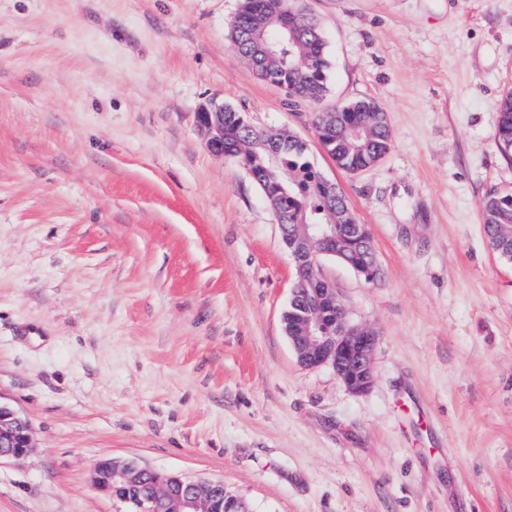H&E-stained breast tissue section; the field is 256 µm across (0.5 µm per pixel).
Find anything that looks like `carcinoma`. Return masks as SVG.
<instances>
[{
	"instance_id": "carcinoma-1",
	"label": "carcinoma",
	"mask_w": 512,
	"mask_h": 512,
	"mask_svg": "<svg viewBox=\"0 0 512 512\" xmlns=\"http://www.w3.org/2000/svg\"><path fill=\"white\" fill-rule=\"evenodd\" d=\"M300 31L297 38H284L283 26ZM230 38L238 55L256 67V55L266 43L276 52L264 59L258 76L283 90L295 102L317 104L327 93L330 59L326 41L317 21L299 0H240L231 24ZM497 145L512 159V90L497 104ZM315 134L336 166L347 172L364 171L390 150L387 115L373 101L361 99L318 113ZM279 141L288 144L280 165L288 170V196L281 210L290 224L343 225L338 237L348 243L351 264L370 276L380 274L378 262L363 247L354 245L344 225L355 224L354 212L341 190L331 194L324 177L307 158V147L296 136L283 133ZM224 149L249 154L247 134L230 120H224ZM485 236L490 248L506 263H512V193L493 192L481 202Z\"/></svg>"
}]
</instances>
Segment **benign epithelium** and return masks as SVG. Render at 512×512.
<instances>
[{"label": "benign epithelium", "mask_w": 512, "mask_h": 512, "mask_svg": "<svg viewBox=\"0 0 512 512\" xmlns=\"http://www.w3.org/2000/svg\"><path fill=\"white\" fill-rule=\"evenodd\" d=\"M196 121L209 151L229 156L224 151V103L211 100L202 104ZM261 147L263 152L253 161H242L243 169L266 188L281 190V182L271 173L280 150L273 140ZM280 230L297 277L283 329L298 363L308 369L329 366L349 391H368L374 378L371 354L377 338L371 329L347 320L336 289L319 266L323 257H344L336 246V225L296 224L290 231L282 224ZM30 448L29 422L0 403V461L22 459ZM94 483L100 492L128 504L131 512H247L240 500L226 494L222 480L193 479L134 461L99 460Z\"/></svg>", "instance_id": "benign-epithelium-1"}]
</instances>
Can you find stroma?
Segmentation results:
<instances>
[{
	"mask_svg": "<svg viewBox=\"0 0 512 512\" xmlns=\"http://www.w3.org/2000/svg\"><path fill=\"white\" fill-rule=\"evenodd\" d=\"M239 4L0 0V403L32 436L0 512H125L95 487L106 457L249 512H512V265L480 211L512 190V0H303L325 106L389 116L358 173L239 57ZM210 99L303 139L368 226L377 281L321 261L378 336L368 392L298 365L295 269L260 188L206 148ZM496 110L497 145L504 156L512 159V91L498 102Z\"/></svg>",
	"mask_w": 512,
	"mask_h": 512,
	"instance_id": "35a3bbf8",
	"label": "stroma"
}]
</instances>
